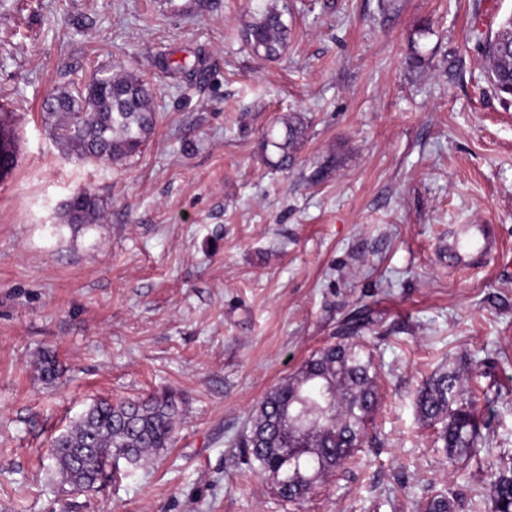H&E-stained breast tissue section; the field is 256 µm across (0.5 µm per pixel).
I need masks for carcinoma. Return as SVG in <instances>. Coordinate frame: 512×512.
I'll list each match as a JSON object with an SVG mask.
<instances>
[{
  "mask_svg": "<svg viewBox=\"0 0 512 512\" xmlns=\"http://www.w3.org/2000/svg\"><path fill=\"white\" fill-rule=\"evenodd\" d=\"M268 0L251 16L243 37L252 53L278 58L291 29L286 7ZM488 82L502 95L512 94V41L486 39ZM153 89L131 72L95 76L84 90L63 89L45 102L43 119L56 143L79 161L119 162L135 156L152 133L156 115ZM284 133L267 139L278 155L274 166L288 168L306 140L307 126L297 117L282 121ZM66 223L95 224L101 204L86 189L66 205ZM376 368L364 345L342 341L309 358L297 374L270 389L248 418L247 432L235 442L250 467L288 484L278 494L289 502L312 492L319 479L343 467L363 443L367 419L376 407ZM423 420L440 426L439 439L450 460L477 451L481 419L476 398L463 393L452 370L430 377L417 391ZM180 410L171 396L112 402L98 399L67 431L53 440L52 458L70 492L91 496L112 476V460L139 466L172 444ZM494 512H512V468L493 474ZM426 512H453L447 493L434 496Z\"/></svg>",
  "mask_w": 512,
  "mask_h": 512,
  "instance_id": "1",
  "label": "carcinoma"
}]
</instances>
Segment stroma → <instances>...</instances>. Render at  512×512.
<instances>
[{
    "label": "stroma",
    "mask_w": 512,
    "mask_h": 512,
    "mask_svg": "<svg viewBox=\"0 0 512 512\" xmlns=\"http://www.w3.org/2000/svg\"><path fill=\"white\" fill-rule=\"evenodd\" d=\"M287 2L288 46L263 61L241 37L263 0H0V512H422L444 490L493 512L512 465V98L474 36L512 0ZM101 70L154 91L153 134L117 164L69 157L41 119ZM289 115L307 139L281 171L266 135ZM82 188L103 220L63 223ZM461 224L494 225L499 254L449 262ZM350 318L378 371L359 461L282 502L233 442ZM442 369L489 423L453 463L415 405ZM163 393L174 446L67 493L54 438L97 398ZM490 497L494 512H512V468L501 469L493 474Z\"/></svg>",
    "instance_id": "obj_1"
}]
</instances>
